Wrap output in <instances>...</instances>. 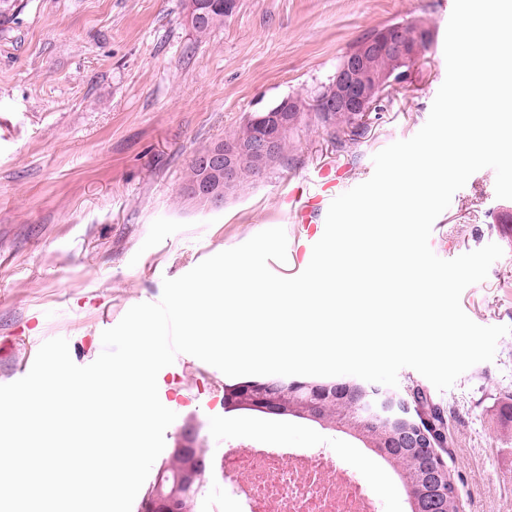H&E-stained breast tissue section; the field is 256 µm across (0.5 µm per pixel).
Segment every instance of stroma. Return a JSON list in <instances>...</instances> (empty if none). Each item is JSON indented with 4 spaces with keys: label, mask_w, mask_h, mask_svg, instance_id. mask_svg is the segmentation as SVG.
<instances>
[{
    "label": "stroma",
    "mask_w": 512,
    "mask_h": 512,
    "mask_svg": "<svg viewBox=\"0 0 512 512\" xmlns=\"http://www.w3.org/2000/svg\"><path fill=\"white\" fill-rule=\"evenodd\" d=\"M454 0H237L208 35L187 0H17L0 22V384L49 336L73 362L103 350L101 334L134 305L159 302L163 281L269 227L305 240L287 198L324 168L347 187L371 178L374 155L426 123L446 77L443 42L385 91L349 130L303 113L283 160L226 192L221 207L183 192L194 154L287 96H313L366 33L400 21L445 34ZM495 172L470 176L435 220L429 245L445 260L495 243L503 256L461 294L482 326L512 327V241ZM228 376L185 354L157 378L176 420L208 458L271 440L329 445L356 463L353 440L295 418L227 411ZM448 466L459 512H512V334L493 361L444 391Z\"/></svg>",
    "instance_id": "35a3bbf8"
}]
</instances>
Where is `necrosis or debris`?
Here are the masks:
<instances>
[{
  "label": "necrosis or debris",
  "mask_w": 512,
  "mask_h": 512,
  "mask_svg": "<svg viewBox=\"0 0 512 512\" xmlns=\"http://www.w3.org/2000/svg\"><path fill=\"white\" fill-rule=\"evenodd\" d=\"M231 512H378L374 487L332 448L252 447L224 454Z\"/></svg>",
  "instance_id": "4bbe7bcc"
}]
</instances>
